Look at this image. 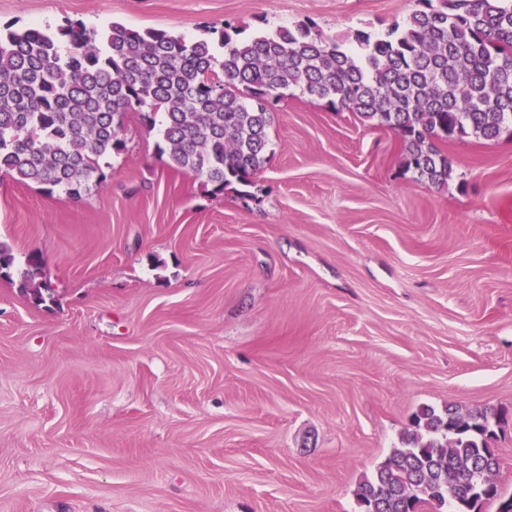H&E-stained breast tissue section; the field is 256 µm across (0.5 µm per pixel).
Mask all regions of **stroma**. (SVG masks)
Wrapping results in <instances>:
<instances>
[{"instance_id": "stroma-1", "label": "stroma", "mask_w": 512, "mask_h": 512, "mask_svg": "<svg viewBox=\"0 0 512 512\" xmlns=\"http://www.w3.org/2000/svg\"><path fill=\"white\" fill-rule=\"evenodd\" d=\"M411 0H0V25L188 39L302 22L353 45ZM247 196L176 171L138 115L75 201L0 180V512H359L421 405L498 412L512 495V137L417 181L387 130L289 90ZM44 273L42 262L36 255H29L26 260V267L21 273L20 288L28 294V291L35 297L38 296V288L41 289V296L36 300H31L35 306H40L46 302V298L52 300L51 290L47 287V282L43 280ZM28 289V291H27Z\"/></svg>"}]
</instances>
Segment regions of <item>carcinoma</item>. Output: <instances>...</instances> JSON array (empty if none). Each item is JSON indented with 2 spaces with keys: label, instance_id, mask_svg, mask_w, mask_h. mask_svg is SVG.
<instances>
[{
  "label": "carcinoma",
  "instance_id": "carcinoma-1",
  "mask_svg": "<svg viewBox=\"0 0 512 512\" xmlns=\"http://www.w3.org/2000/svg\"><path fill=\"white\" fill-rule=\"evenodd\" d=\"M349 48L312 23L235 38L187 40L111 22L0 30V178L80 200L105 177L101 160L124 148L136 112L158 129L174 170L222 194L247 187L269 161L271 108L294 87L336 111L391 130L415 178L452 176L438 143L512 136V0H413L403 24L360 32ZM161 119H156V116ZM39 257L20 288L52 298ZM495 413L422 406L356 498L363 512H478L502 498ZM476 471L492 487L480 493Z\"/></svg>",
  "mask_w": 512,
  "mask_h": 512
}]
</instances>
